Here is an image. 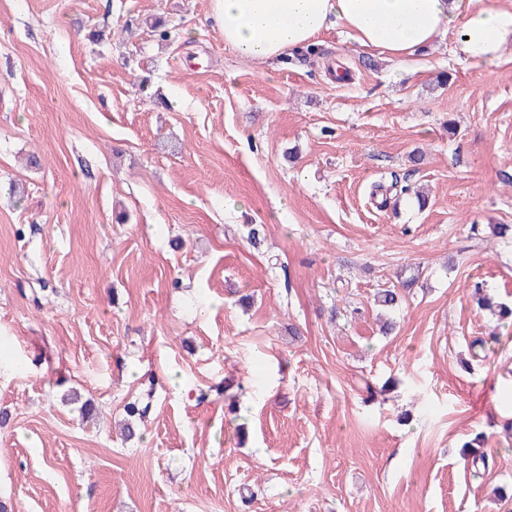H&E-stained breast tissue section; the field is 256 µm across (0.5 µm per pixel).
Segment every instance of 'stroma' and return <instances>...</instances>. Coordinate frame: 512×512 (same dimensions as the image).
<instances>
[{"instance_id": "stroma-1", "label": "stroma", "mask_w": 512, "mask_h": 512, "mask_svg": "<svg viewBox=\"0 0 512 512\" xmlns=\"http://www.w3.org/2000/svg\"><path fill=\"white\" fill-rule=\"evenodd\" d=\"M212 8L0 0V501L512 512V325L471 296L512 303V45L400 64L333 26L271 67ZM412 276L382 335L376 289Z\"/></svg>"}]
</instances>
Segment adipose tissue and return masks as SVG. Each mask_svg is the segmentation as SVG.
I'll return each instance as SVG.
<instances>
[{
    "label": "adipose tissue",
    "mask_w": 512,
    "mask_h": 512,
    "mask_svg": "<svg viewBox=\"0 0 512 512\" xmlns=\"http://www.w3.org/2000/svg\"><path fill=\"white\" fill-rule=\"evenodd\" d=\"M224 44L237 56L275 65L314 46L339 25L362 48L405 62L453 35L455 52L475 66L497 62L512 45V9L487 0H213Z\"/></svg>",
    "instance_id": "adipose-tissue-1"
}]
</instances>
